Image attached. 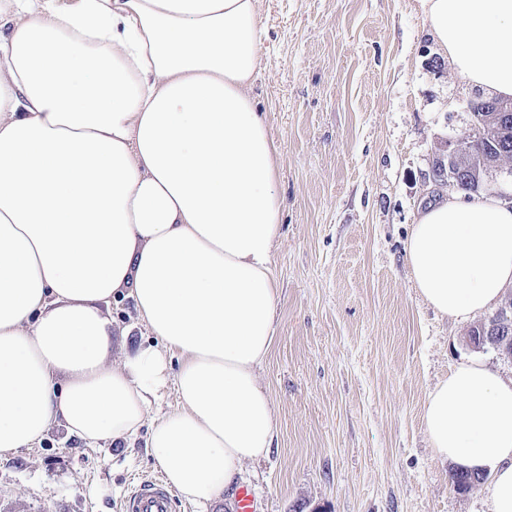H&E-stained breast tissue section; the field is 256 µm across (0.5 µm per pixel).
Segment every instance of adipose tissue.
<instances>
[{
  "label": "adipose tissue",
  "instance_id": "ef3b65f1",
  "mask_svg": "<svg viewBox=\"0 0 512 512\" xmlns=\"http://www.w3.org/2000/svg\"><path fill=\"white\" fill-rule=\"evenodd\" d=\"M264 0H10L0 10V459L53 426L89 444L148 428L167 481L206 507L278 425L257 371L275 337L285 199L253 94ZM468 87L512 98V0H420ZM406 260L465 319L512 285V203L459 193ZM153 344L111 365L110 302ZM175 385L178 408L159 401ZM430 446L487 471L512 512V380L458 366L429 394Z\"/></svg>",
  "mask_w": 512,
  "mask_h": 512
}]
</instances>
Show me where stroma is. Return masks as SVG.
<instances>
[{"label": "stroma", "mask_w": 512, "mask_h": 512, "mask_svg": "<svg viewBox=\"0 0 512 512\" xmlns=\"http://www.w3.org/2000/svg\"><path fill=\"white\" fill-rule=\"evenodd\" d=\"M258 106L275 140L286 206L274 255L276 336L259 371L277 446L242 466L263 512H486L433 452L429 392L460 363L512 378V361L468 346L473 323L436 312L405 257L444 141L471 130L474 89L438 62L419 0H266ZM118 350L147 341L131 299L110 305ZM146 433L122 448L52 427L0 459V512H122L158 474Z\"/></svg>", "instance_id": "stroma-1"}]
</instances>
